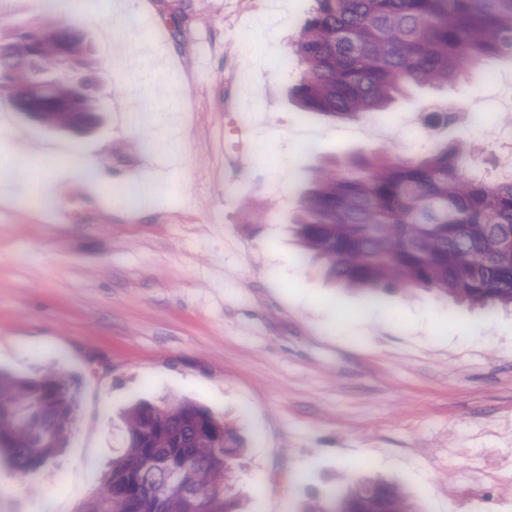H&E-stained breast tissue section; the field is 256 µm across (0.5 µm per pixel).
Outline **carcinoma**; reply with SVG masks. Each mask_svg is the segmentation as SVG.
Listing matches in <instances>:
<instances>
[{"label": "carcinoma", "mask_w": 512, "mask_h": 512, "mask_svg": "<svg viewBox=\"0 0 512 512\" xmlns=\"http://www.w3.org/2000/svg\"><path fill=\"white\" fill-rule=\"evenodd\" d=\"M279 60L304 69L293 96L305 112L360 120L411 85H439L475 73L492 55L512 56V0H315ZM0 92L51 128L83 132L98 123L90 88L45 81L36 96L37 56L62 48L86 67L84 37L44 23L14 28L0 16ZM356 178L321 169L296 225L300 259L317 258L329 277L371 296L423 288L493 312L512 306V172L488 182L473 173L470 150H431L403 160L382 151L355 162ZM77 414L74 381L0 373V458L21 480L50 465ZM236 427L187 399L138 402L124 415L120 455L86 512H245L235 462ZM308 512H422L395 481L365 478Z\"/></svg>", "instance_id": "cac0c4a2"}]
</instances>
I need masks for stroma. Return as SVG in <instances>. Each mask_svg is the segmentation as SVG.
Segmentation results:
<instances>
[{
	"label": "stroma",
	"mask_w": 512,
	"mask_h": 512,
	"mask_svg": "<svg viewBox=\"0 0 512 512\" xmlns=\"http://www.w3.org/2000/svg\"><path fill=\"white\" fill-rule=\"evenodd\" d=\"M114 16L104 45L86 0L58 21L94 56L141 61L97 74L104 117L76 136L28 121L0 95V370H55L78 388L56 463L23 484L0 467V512H85L119 453L133 400L188 398L235 420L245 441L237 487L249 512H302L364 476L396 478L425 512H512V310L494 313L416 289L369 299L300 259L294 221L317 170L388 148L420 159L466 137L500 175L505 153L467 114L446 128L437 103L483 91L481 76L410 87L384 118L301 111L284 56L312 0H98ZM148 14L155 30L131 25ZM167 87L155 104L177 143L154 152L128 86ZM96 161V193L63 161ZM25 159L17 169V159ZM154 178L135 207L107 189ZM78 202L54 223L32 196ZM267 213L251 223L242 203Z\"/></svg>",
	"instance_id": "1"
}]
</instances>
